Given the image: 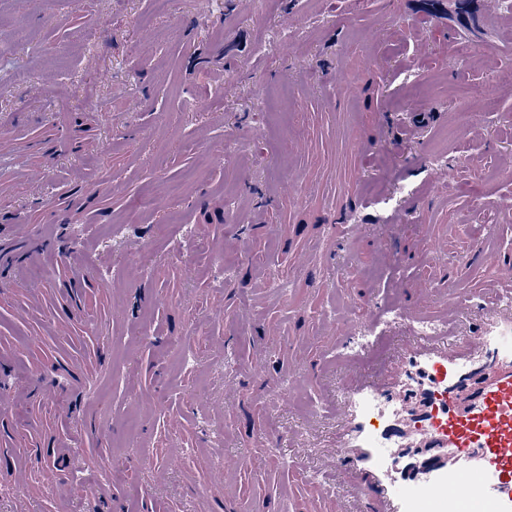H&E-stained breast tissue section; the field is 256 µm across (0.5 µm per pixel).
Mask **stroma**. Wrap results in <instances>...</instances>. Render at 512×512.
<instances>
[{
	"label": "stroma",
	"instance_id": "35a3bbf8",
	"mask_svg": "<svg viewBox=\"0 0 512 512\" xmlns=\"http://www.w3.org/2000/svg\"><path fill=\"white\" fill-rule=\"evenodd\" d=\"M265 2L219 0L206 15L200 0H172L159 15L154 0H0V393L60 380L61 365L78 376L0 411V432L72 458L95 439L109 460L55 491L32 465L20 494L0 467V512L48 499L61 512H238L235 468L254 451L270 464L253 479L282 476L304 512L307 441L328 429L309 426L302 401L276 409L268 390L287 379L294 342L306 341L307 398L326 401L336 338L323 311L336 298L384 307L399 283L428 278L473 316L486 290L470 237L512 258V91L468 95L512 65V19L491 0ZM436 152L455 172L445 186L426 171ZM403 180L418 192L382 222L370 201ZM120 214L119 250L95 255ZM181 223L195 229L191 269L167 249ZM427 234L446 243L434 261L416 251ZM270 249L287 256L291 297L255 286V254ZM113 269L124 277L100 287ZM146 324L153 342L127 348ZM278 329L264 374L251 372L254 346ZM187 340L198 370L178 375ZM209 398L223 399L234 444L211 443ZM219 457L231 475L211 486Z\"/></svg>",
	"mask_w": 512,
	"mask_h": 512
}]
</instances>
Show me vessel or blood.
<instances>
[{
    "label": "vessel or blood",
    "instance_id": "vessel-or-blood-1",
    "mask_svg": "<svg viewBox=\"0 0 512 512\" xmlns=\"http://www.w3.org/2000/svg\"><path fill=\"white\" fill-rule=\"evenodd\" d=\"M486 286L472 335L452 291L431 312L445 331L400 337L378 377L339 354L322 461L366 512H463L465 486L486 512H512V264L494 263Z\"/></svg>",
    "mask_w": 512,
    "mask_h": 512
}]
</instances>
